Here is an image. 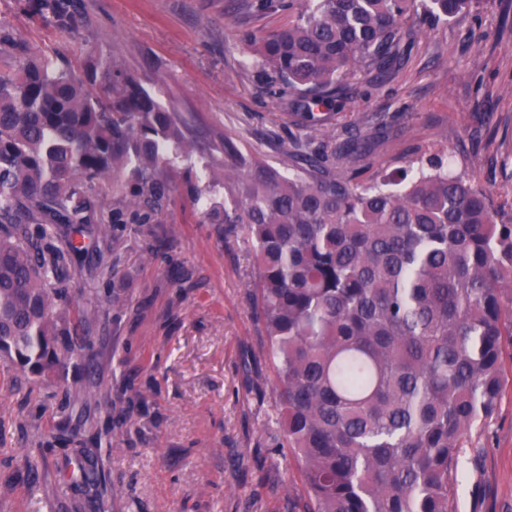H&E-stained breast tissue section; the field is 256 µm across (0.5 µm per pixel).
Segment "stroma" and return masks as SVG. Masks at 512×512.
Returning <instances> with one entry per match:
<instances>
[{"instance_id": "stroma-1", "label": "stroma", "mask_w": 512, "mask_h": 512, "mask_svg": "<svg viewBox=\"0 0 512 512\" xmlns=\"http://www.w3.org/2000/svg\"><path fill=\"white\" fill-rule=\"evenodd\" d=\"M233 0H84L73 33L0 0V22L36 50L114 56L162 100H175L202 139L231 133L272 164L275 139L301 136L292 94L249 69L247 30L285 13H241ZM340 111L323 113L314 147L353 141L360 182L430 153L487 190L512 224V0H475L426 25L386 76L364 68L342 84ZM153 235L113 224L102 252L75 256L59 286L86 302V342L52 381L0 357V512H288L300 465L281 448L273 373L249 300L254 259L242 236L218 239L185 198ZM130 300L112 308L113 292ZM107 392L81 408L75 387ZM47 467L29 473L27 449ZM103 483L60 494L77 455ZM455 512H512V374L496 414L460 450Z\"/></svg>"}]
</instances>
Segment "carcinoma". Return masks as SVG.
I'll return each instance as SVG.
<instances>
[{"label": "carcinoma", "mask_w": 512, "mask_h": 512, "mask_svg": "<svg viewBox=\"0 0 512 512\" xmlns=\"http://www.w3.org/2000/svg\"><path fill=\"white\" fill-rule=\"evenodd\" d=\"M473 0H245L288 22L242 41L298 93L300 126L339 107L343 78L404 56L406 25L449 20ZM60 32L79 0H23ZM287 174L226 133L197 140L114 58L35 51L0 24V350L44 381L70 361L77 304L63 268L107 223L160 222L173 178L219 237L243 234L253 314L273 368L281 444L306 498L288 512H453L459 448L497 411L512 368V224L490 195L419 157L362 186L352 147L278 142Z\"/></svg>", "instance_id": "cac0c4a2"}]
</instances>
